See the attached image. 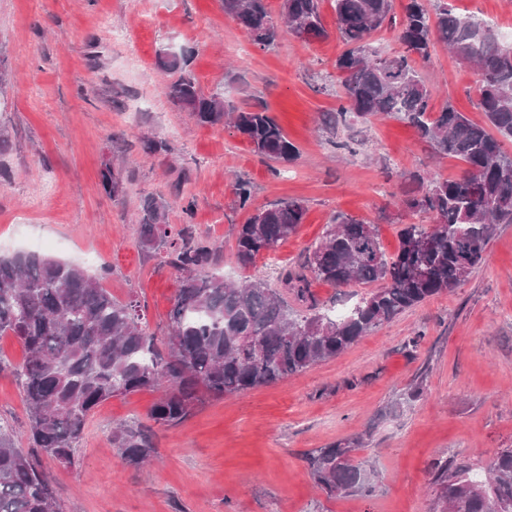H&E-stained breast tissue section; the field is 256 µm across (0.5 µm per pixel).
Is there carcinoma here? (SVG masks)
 Masks as SVG:
<instances>
[{
  "mask_svg": "<svg viewBox=\"0 0 512 512\" xmlns=\"http://www.w3.org/2000/svg\"><path fill=\"white\" fill-rule=\"evenodd\" d=\"M321 0H282L280 18L267 0H222L261 49L287 32L298 38L326 37ZM337 30L346 49L335 68L341 83L337 116L369 121L378 114L417 129L439 157L467 166L453 179L409 176L403 205L431 223H407L398 248L386 253L378 227L338 215L294 268L278 274L280 287L257 278L238 282L209 271L215 244L188 228L172 232L167 205L144 200L140 243L147 250L169 244L168 263L179 288L167 320V354L157 351L134 300L120 303L103 286L107 266L90 274L83 267L31 252L0 256V337L15 336L24 349L13 367L28 414L27 436L50 459L75 465L91 413L107 400L142 390L158 391L151 417L160 426L182 423L201 395H234L305 372L336 358L361 337L423 301L464 284L487 257L498 226L512 224V48L475 15L455 11L448 0H409L397 29L399 51L383 54L370 42L374 31L394 22L393 0H334ZM480 76L477 107L484 127L446 103L433 111L429 86L414 68L431 57L434 40ZM159 65L180 72L164 87L177 107L200 125L230 124L267 161L288 163L299 151L282 126L260 107H229L224 93L206 94L188 70V58L162 50ZM104 190H123V169L101 170ZM252 187L237 180L233 205L249 206ZM304 205L282 199L235 227V256L242 268L271 253L292 236L305 217ZM337 287H372L340 314L323 310L311 281ZM293 301H288V298ZM298 303L297 309L293 303ZM124 461L139 467L153 454L150 434L134 427L113 433ZM355 447L336 443L312 451L308 461L316 486L332 496L370 492L375 475L356 463ZM442 512H512V449L491 460L483 473L463 470L438 483ZM49 477L16 448L13 432L0 424V512H55Z\"/></svg>",
  "mask_w": 512,
  "mask_h": 512,
  "instance_id": "cac0c4a2",
  "label": "carcinoma"
}]
</instances>
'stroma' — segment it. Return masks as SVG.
Segmentation results:
<instances>
[{
	"instance_id": "1",
	"label": "stroma",
	"mask_w": 512,
	"mask_h": 512,
	"mask_svg": "<svg viewBox=\"0 0 512 512\" xmlns=\"http://www.w3.org/2000/svg\"><path fill=\"white\" fill-rule=\"evenodd\" d=\"M326 38L282 34L275 48L250 44L221 0H0V254L39 253L96 271L114 299H136L157 343L179 274L145 252V197L167 205L168 224H190L219 248L234 279L276 283L338 214L376 224L387 253L412 172L460 176L461 160L434 155L395 118L324 123L339 105L319 93L344 49L333 0H322ZM190 53L203 92L229 104H264L299 151L270 168L227 125H199L170 103L172 73L158 51ZM418 71L436 103L473 122L479 75L435 44ZM150 139L166 155L147 153ZM123 162L124 190L107 194L100 172ZM252 185V206L293 198L306 208L297 232L249 268L235 258V180ZM192 205L184 214V205ZM423 393L404 396L415 384ZM159 395L118 396L89 417L78 460L67 467L29 448L27 414L9 371H0V423L50 476L60 512H436L441 474L482 471L512 448V224L500 225L488 260L453 292L425 300L342 356L274 384L208 399L182 424L155 427L152 464L134 468L112 442L120 425L147 426ZM359 440L354 459L377 474L369 493L330 496L307 463L317 448Z\"/></svg>"
}]
</instances>
